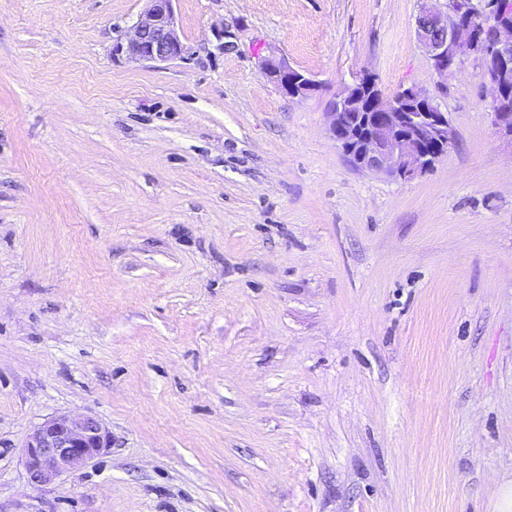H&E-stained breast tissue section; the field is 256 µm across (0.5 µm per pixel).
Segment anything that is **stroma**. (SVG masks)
Listing matches in <instances>:
<instances>
[{
  "instance_id": "stroma-1",
  "label": "stroma",
  "mask_w": 512,
  "mask_h": 512,
  "mask_svg": "<svg viewBox=\"0 0 512 512\" xmlns=\"http://www.w3.org/2000/svg\"><path fill=\"white\" fill-rule=\"evenodd\" d=\"M419 0H0V512H491L512 472V142ZM285 59L303 98L263 74ZM414 86L454 143L351 166L329 103ZM58 413L112 446L32 487ZM147 6L124 40L113 47V56L137 64H160L181 59L185 46L177 29L175 0H144ZM264 74L292 98L305 97L317 86L314 80L288 65L282 58L267 59Z\"/></svg>"
}]
</instances>
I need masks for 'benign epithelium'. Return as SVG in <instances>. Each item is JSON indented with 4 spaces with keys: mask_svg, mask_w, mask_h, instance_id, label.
<instances>
[{
    "mask_svg": "<svg viewBox=\"0 0 512 512\" xmlns=\"http://www.w3.org/2000/svg\"><path fill=\"white\" fill-rule=\"evenodd\" d=\"M125 39L113 56L137 64L167 63L183 57L173 2L145 0ZM417 42L434 70L446 75L471 55L479 57L492 95L493 122L512 140V20L504 0H492L478 11L472 0H423L415 19ZM264 74L292 98L315 90L310 77L282 58H270ZM403 107L383 96L374 76L365 73L331 101L330 131L347 160L367 171L410 179L431 168L440 157L426 149L450 146L454 132L448 113L414 86L402 92ZM111 447V435L95 416L54 415L36 426L24 444L23 464L29 483L42 487L85 466Z\"/></svg>",
    "mask_w": 512,
    "mask_h": 512,
    "instance_id": "obj_1",
    "label": "benign epithelium"
}]
</instances>
